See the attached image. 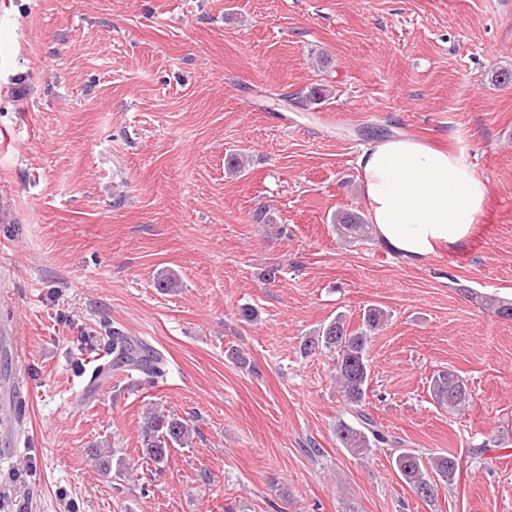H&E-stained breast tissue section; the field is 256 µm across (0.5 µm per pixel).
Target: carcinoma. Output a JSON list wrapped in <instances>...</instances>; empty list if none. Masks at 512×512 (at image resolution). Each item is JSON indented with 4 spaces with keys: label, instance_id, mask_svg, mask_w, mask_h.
Returning <instances> with one entry per match:
<instances>
[{
    "label": "carcinoma",
    "instance_id": "cac0c4a2",
    "mask_svg": "<svg viewBox=\"0 0 512 512\" xmlns=\"http://www.w3.org/2000/svg\"><path fill=\"white\" fill-rule=\"evenodd\" d=\"M334 227L337 236L344 241L365 237L371 229V225L354 213L336 217ZM385 320L383 310L371 307L363 313L361 326L352 330L345 325L343 316L338 315L317 336L304 341L302 352L309 356L319 349H327L336 354V386L354 418L352 422L337 421L336 439L340 445L360 459L384 445L398 448L394 466L405 483L427 500L435 496L438 483L452 484L459 467L456 457H425L415 448L403 447L398 438L385 433L362 408L371 375V337ZM106 348L112 351V363L98 368L106 376L137 371L147 381L153 382L166 374L164 355L148 342L126 335L118 326L108 331ZM429 390L432 400L439 406L458 412L470 406V393L465 381L450 369L435 374L430 380ZM197 433L191 421L150 408L145 412L141 427L142 454L153 463L162 464L170 449L187 446Z\"/></svg>",
    "mask_w": 512,
    "mask_h": 512
}]
</instances>
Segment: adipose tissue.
<instances>
[{
    "label": "adipose tissue",
    "instance_id": "1",
    "mask_svg": "<svg viewBox=\"0 0 512 512\" xmlns=\"http://www.w3.org/2000/svg\"><path fill=\"white\" fill-rule=\"evenodd\" d=\"M358 165L375 235L416 263L458 249L485 207L487 184L460 152L380 139Z\"/></svg>",
    "mask_w": 512,
    "mask_h": 512
}]
</instances>
